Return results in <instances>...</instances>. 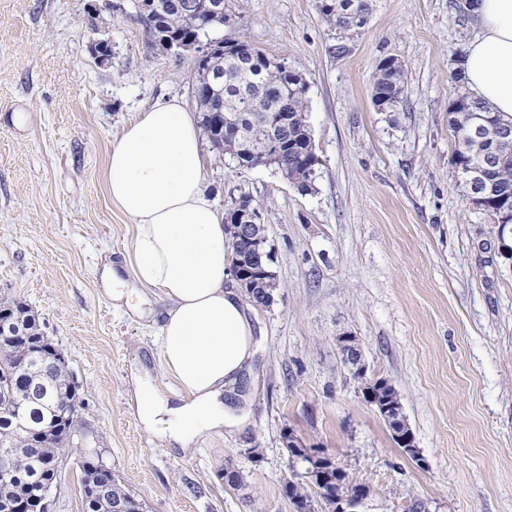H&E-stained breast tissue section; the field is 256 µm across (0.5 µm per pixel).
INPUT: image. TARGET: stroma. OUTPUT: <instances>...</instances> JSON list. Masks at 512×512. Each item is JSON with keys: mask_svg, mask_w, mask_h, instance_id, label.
<instances>
[{"mask_svg": "<svg viewBox=\"0 0 512 512\" xmlns=\"http://www.w3.org/2000/svg\"><path fill=\"white\" fill-rule=\"evenodd\" d=\"M230 3L213 37H247L303 73L320 166L303 194L202 145L217 207L259 204L277 288L250 308L243 424L185 453L132 400L145 373L160 398L183 396L160 360V292L140 289L132 311L102 274L130 279L134 235L107 196L111 143L159 99L194 109V58L153 41L132 0H0V298L38 315L80 400L50 512H85L87 457L145 512H293L284 486L304 467L288 432L369 486L362 512H512V257L495 217L462 195L448 126L471 18L450 0H372L367 26L342 31L317 0ZM390 56L407 69L404 97L379 112L372 79ZM343 335L398 392L425 466L365 401Z\"/></svg>", "mask_w": 512, "mask_h": 512, "instance_id": "1", "label": "stroma"}]
</instances>
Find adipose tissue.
Returning <instances> with one entry per match:
<instances>
[{"mask_svg": "<svg viewBox=\"0 0 512 512\" xmlns=\"http://www.w3.org/2000/svg\"><path fill=\"white\" fill-rule=\"evenodd\" d=\"M471 15L465 81L493 111L511 117L512 0H474ZM106 189L111 204L134 222L127 262L135 283L159 289L169 303L160 325L161 362L185 393L173 405L150 381H137L138 416L147 429L187 447L230 423L223 398L249 368L255 341L246 306L228 285L224 213L204 185L200 131L180 100L140 112L113 142Z\"/></svg>", "mask_w": 512, "mask_h": 512, "instance_id": "1", "label": "adipose tissue"}]
</instances>
